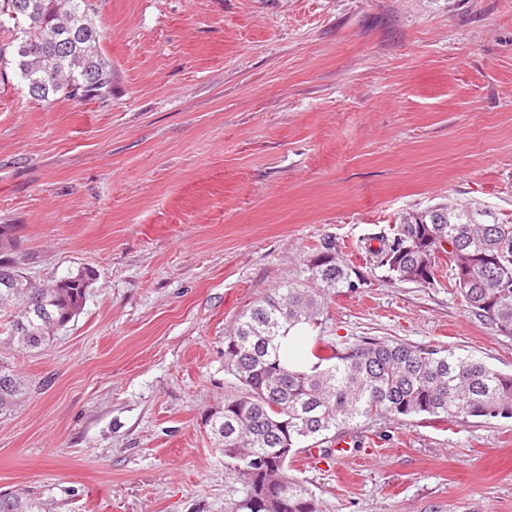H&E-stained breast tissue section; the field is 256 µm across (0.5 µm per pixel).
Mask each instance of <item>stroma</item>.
<instances>
[{
	"instance_id": "stroma-1",
	"label": "stroma",
	"mask_w": 512,
	"mask_h": 512,
	"mask_svg": "<svg viewBox=\"0 0 512 512\" xmlns=\"http://www.w3.org/2000/svg\"><path fill=\"white\" fill-rule=\"evenodd\" d=\"M112 86L44 104L0 79V251L37 284L83 269L80 313L0 413V495L44 512H226L206 420L224 338L320 242L365 278L321 336L446 346L512 374L440 284L390 281L369 239L437 204L512 224V0H89ZM299 449L319 512H512V418L370 420Z\"/></svg>"
}]
</instances>
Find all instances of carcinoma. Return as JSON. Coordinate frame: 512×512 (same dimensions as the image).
Segmentation results:
<instances>
[{
  "instance_id": "obj_1",
  "label": "carcinoma",
  "mask_w": 512,
  "mask_h": 512,
  "mask_svg": "<svg viewBox=\"0 0 512 512\" xmlns=\"http://www.w3.org/2000/svg\"><path fill=\"white\" fill-rule=\"evenodd\" d=\"M2 16L28 30L26 42L14 35L0 45V66L13 70L31 98L82 102L109 90L112 68L99 51L103 31L88 0H0ZM491 217L484 208L434 206L402 217L392 236L375 237L371 253L391 280L427 288L443 277L448 259V287L497 333L512 336V224ZM89 275L30 286L1 257L0 331L25 350L46 347L85 304ZM355 287L336 242L326 240L294 278L241 312L224 337V361L241 390L224 396V415L209 423L240 484L228 512H270L281 501L288 512H318L309 488L288 474L295 451L308 441L328 443L362 421L407 424L424 416L465 423L512 414V375L445 347L372 338L338 347L310 336V363H291L282 338L298 325L318 327L328 296ZM21 390L12 366L0 360V411ZM0 512L40 506L0 496Z\"/></svg>"
}]
</instances>
